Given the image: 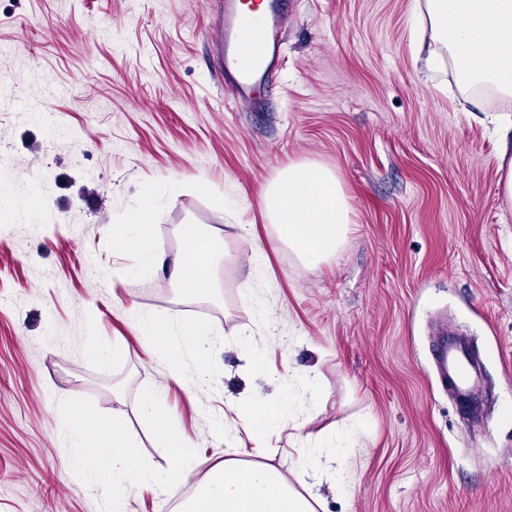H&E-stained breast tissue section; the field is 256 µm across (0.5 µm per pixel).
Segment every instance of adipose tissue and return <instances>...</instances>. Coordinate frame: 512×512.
<instances>
[{
    "mask_svg": "<svg viewBox=\"0 0 512 512\" xmlns=\"http://www.w3.org/2000/svg\"><path fill=\"white\" fill-rule=\"evenodd\" d=\"M425 14L434 42L425 58L428 70L447 57L455 63L461 88L491 86L512 96V0H425ZM158 207L157 197L146 194L126 223L113 225V242L141 256L140 272L163 274L184 297L211 296L215 267L230 255L225 235L213 227L182 224L177 228L179 249L171 254L160 251L152 235ZM262 212L277 232L271 249L288 247L310 268L335 259L351 231L342 183L333 170L318 163H293L281 169L262 192ZM131 327L143 332L144 347L153 359L174 365L192 357L196 372L191 388L205 391L210 371L208 326L187 321L171 327L137 313ZM140 415L164 439L171 459L168 468L143 463L124 417L110 418L89 408L80 426H61L82 450L84 474L111 478L105 512H128L129 499L144 492L176 496L195 469L194 452L181 440L161 397L144 401ZM238 417L240 432L257 445L269 425L291 421L292 406L287 399L247 400ZM369 436L368 422L359 416L329 438L310 432L289 437V446L299 451L292 462L297 478L293 484L272 463L225 456L190 496L181 497L180 512H316L320 499L314 488L324 474L332 475L339 494H350L354 452Z\"/></svg>",
    "mask_w": 512,
    "mask_h": 512,
    "instance_id": "ef3b65f1",
    "label": "adipose tissue"
}]
</instances>
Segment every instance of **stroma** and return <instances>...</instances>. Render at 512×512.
<instances>
[{"mask_svg": "<svg viewBox=\"0 0 512 512\" xmlns=\"http://www.w3.org/2000/svg\"><path fill=\"white\" fill-rule=\"evenodd\" d=\"M216 2L0 0V512H102L58 430L84 405L123 414L141 458L165 467L136 411L155 392L195 451L190 494L235 433L216 439L213 419L245 396L278 399L292 367L318 373L320 391L295 402L310 430L369 424L354 492L319 486L325 512H512V206L498 169L512 130L482 120L512 115V97L459 91L448 63L423 73L416 0H290L278 77L258 105L238 103L211 41ZM302 160L337 173L351 207L344 248L321 267L284 247L259 259L232 237L219 298L187 299L103 232L152 190L166 251L181 224H251L270 239L261 193ZM220 196L237 208L217 210ZM133 310L210 325L205 392L187 388L191 359L173 371L144 354ZM270 324L266 383L237 355L242 328ZM445 326L479 361L481 424L436 377Z\"/></svg>", "mask_w": 512, "mask_h": 512, "instance_id": "obj_1", "label": "stroma"}]
</instances>
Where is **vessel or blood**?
Returning a JSON list of instances; mask_svg holds the SVG:
<instances>
[{"instance_id":"obj_1","label":"vessel or blood","mask_w":512,"mask_h":512,"mask_svg":"<svg viewBox=\"0 0 512 512\" xmlns=\"http://www.w3.org/2000/svg\"><path fill=\"white\" fill-rule=\"evenodd\" d=\"M261 19H254V12ZM288 18L286 0H224L213 40L221 51L224 83L238 101L253 104L280 67L281 33ZM439 366L446 382L466 393L471 359L464 344L440 348Z\"/></svg>"}]
</instances>
